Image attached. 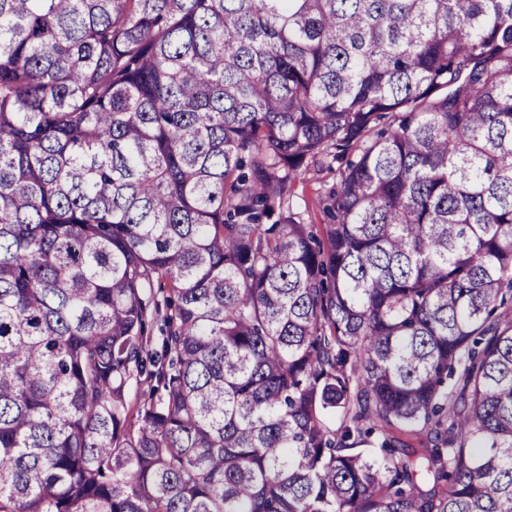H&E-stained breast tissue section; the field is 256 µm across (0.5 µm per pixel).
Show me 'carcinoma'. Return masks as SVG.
Listing matches in <instances>:
<instances>
[{"mask_svg":"<svg viewBox=\"0 0 512 512\" xmlns=\"http://www.w3.org/2000/svg\"><path fill=\"white\" fill-rule=\"evenodd\" d=\"M0 512H512V0H0ZM336 182L334 173L319 174L310 170L301 175L290 188L293 203L302 210L307 207L305 219L308 224H327L328 217L318 205V198Z\"/></svg>","mask_w":512,"mask_h":512,"instance_id":"obj_1","label":"carcinoma"}]
</instances>
